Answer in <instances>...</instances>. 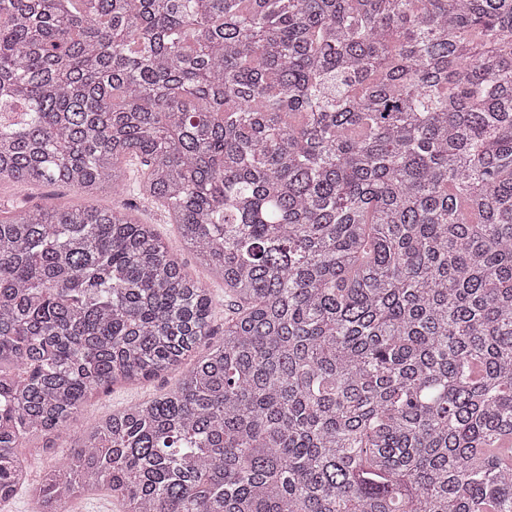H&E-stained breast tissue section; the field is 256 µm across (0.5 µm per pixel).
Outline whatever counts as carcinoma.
Wrapping results in <instances>:
<instances>
[{
	"mask_svg": "<svg viewBox=\"0 0 512 512\" xmlns=\"http://www.w3.org/2000/svg\"><path fill=\"white\" fill-rule=\"evenodd\" d=\"M133 158L224 339L136 207L0 216L1 502L512 512V0H0V181ZM162 212L157 205L142 202L138 217L142 222L153 224L158 238L168 246L179 262L184 264L188 273L205 288H208L217 300L221 301L222 305L216 309V321L217 324L223 323L224 327V283L210 274L204 266L197 263L193 254L182 246L175 225L165 224ZM178 373L174 372L166 380L144 381L142 383L128 384L115 383L109 388L99 390L91 395L87 401L88 416H107L122 410L130 404L146 400L174 387ZM42 440L32 439L25 443L24 448H19L20 457L29 471L30 478L37 480L39 475L52 460L59 457L64 450L70 448L72 443L69 438H61L56 442L55 452L42 449ZM64 512H121L119 500L105 489L81 491L72 497Z\"/></svg>",
	"mask_w": 512,
	"mask_h": 512,
	"instance_id": "1",
	"label": "carcinoma"
}]
</instances>
